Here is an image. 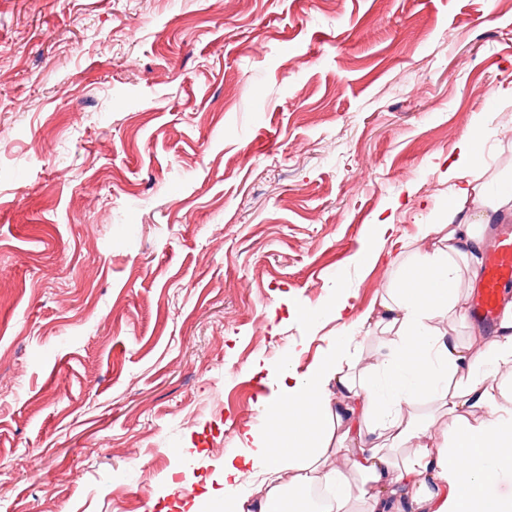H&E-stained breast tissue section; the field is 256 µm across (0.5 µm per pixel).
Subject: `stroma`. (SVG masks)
I'll list each match as a JSON object with an SVG mask.
<instances>
[{"instance_id": "obj_1", "label": "stroma", "mask_w": 512, "mask_h": 512, "mask_svg": "<svg viewBox=\"0 0 512 512\" xmlns=\"http://www.w3.org/2000/svg\"><path fill=\"white\" fill-rule=\"evenodd\" d=\"M510 116L512 0H0V512L220 490L268 365L376 353L373 224L421 249Z\"/></svg>"}]
</instances>
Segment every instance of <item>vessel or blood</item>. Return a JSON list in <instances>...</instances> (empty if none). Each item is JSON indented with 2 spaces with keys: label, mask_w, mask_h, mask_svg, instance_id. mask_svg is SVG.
I'll return each instance as SVG.
<instances>
[{
  "label": "vessel or blood",
  "mask_w": 512,
  "mask_h": 512,
  "mask_svg": "<svg viewBox=\"0 0 512 512\" xmlns=\"http://www.w3.org/2000/svg\"><path fill=\"white\" fill-rule=\"evenodd\" d=\"M512 283V227L501 232L496 246L487 253L481 281L474 291L471 311L487 327H495L505 287Z\"/></svg>",
  "instance_id": "b4317fda"
}]
</instances>
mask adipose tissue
Segmentation results:
<instances>
[{
	"label": "adipose tissue",
	"instance_id": "adipose-tissue-1",
	"mask_svg": "<svg viewBox=\"0 0 512 512\" xmlns=\"http://www.w3.org/2000/svg\"><path fill=\"white\" fill-rule=\"evenodd\" d=\"M479 151L463 137L448 167L449 215L472 204L476 218L429 225L433 244L399 265L377 303L381 350L366 371L346 364L343 341L302 373L292 358L282 359L277 394L262 404L276 420L245 431L256 452L225 457L224 487L213 505L288 512L319 484L329 492L322 512H385L390 501L402 512H512V391L498 380L512 368V303L502 310L501 334L475 329L461 343L441 328L462 316V295L478 277L493 221L512 213V178L490 187L472 176ZM334 388L342 394L337 403L330 399ZM420 403L448 415L446 440L437 448L428 446L433 422L413 411ZM325 427L335 433V447L321 445ZM351 445L348 462L333 466ZM251 471L262 481L250 501L237 484Z\"/></svg>",
	"mask_w": 512,
	"mask_h": 512
}]
</instances>
